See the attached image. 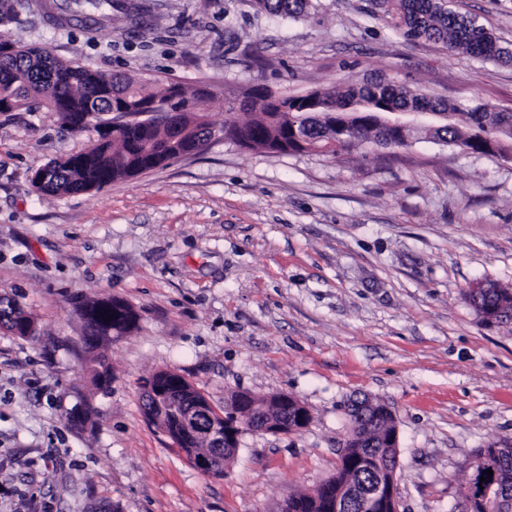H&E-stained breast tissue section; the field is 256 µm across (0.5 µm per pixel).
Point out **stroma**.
I'll use <instances>...</instances> for the list:
<instances>
[{"label":"stroma","mask_w":512,"mask_h":512,"mask_svg":"<svg viewBox=\"0 0 512 512\" xmlns=\"http://www.w3.org/2000/svg\"><path fill=\"white\" fill-rule=\"evenodd\" d=\"M110 21L53 28L15 4L0 34L139 80L207 86L203 152L89 192L38 194L50 159L84 149L43 108L0 112V294L37 334L0 328V512H277L331 476L349 400L396 419L400 512H453L476 449L512 439V325L482 321L470 283L512 288V160L428 138L405 148L282 154L224 138L251 88L295 95L383 76L512 112V62L406 42L370 0L303 16L250 0H119ZM512 41V0H453ZM112 296L132 332L83 343L73 296ZM110 370L99 390L92 369ZM161 369L216 409L288 394L311 420L249 431L220 477L141 408Z\"/></svg>","instance_id":"obj_1"}]
</instances>
